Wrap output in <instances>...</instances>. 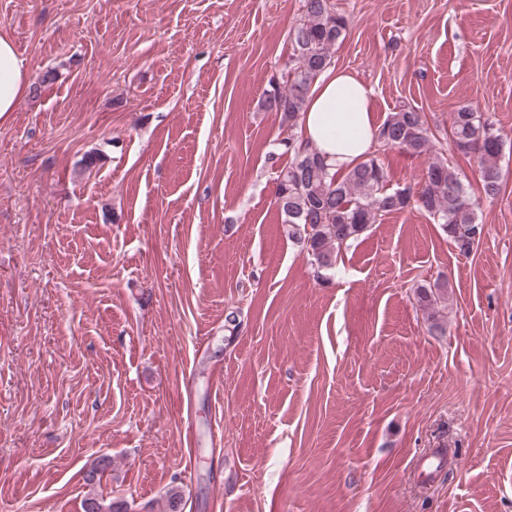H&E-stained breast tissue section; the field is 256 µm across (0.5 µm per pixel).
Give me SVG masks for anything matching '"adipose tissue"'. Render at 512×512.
Returning a JSON list of instances; mask_svg holds the SVG:
<instances>
[{
    "instance_id": "1",
    "label": "adipose tissue",
    "mask_w": 512,
    "mask_h": 512,
    "mask_svg": "<svg viewBox=\"0 0 512 512\" xmlns=\"http://www.w3.org/2000/svg\"><path fill=\"white\" fill-rule=\"evenodd\" d=\"M29 85L23 58L12 40L0 34V116L16 111ZM372 99V87L345 68L328 67L314 82L298 135L324 158L330 173L345 174L377 147Z\"/></svg>"
}]
</instances>
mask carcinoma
<instances>
[{
  "instance_id": "1",
  "label": "carcinoma",
  "mask_w": 512,
  "mask_h": 512,
  "mask_svg": "<svg viewBox=\"0 0 512 512\" xmlns=\"http://www.w3.org/2000/svg\"><path fill=\"white\" fill-rule=\"evenodd\" d=\"M347 28V18L336 12L332 0H303V17L291 32L292 54L282 81L273 83L261 101V107L279 114L281 125L288 128V136L277 143L279 155L289 157L278 175L277 204L289 235L304 245L318 268L330 269L340 250L381 217L415 207L432 217L461 252H470L483 231L477 215L479 202L466 191L447 158L428 163L418 188L390 190L374 156L338 176L328 172L317 152L296 146L295 130L307 95L331 65L332 50ZM450 131L454 150L476 158L484 195L497 196L502 182L501 135L468 106L453 113ZM378 141L411 156L426 155L432 148L425 115L406 106L390 113L379 126ZM417 295L430 331L446 335L442 312L448 307V282L438 279L418 288ZM111 465L108 457L97 459L85 472L86 483L99 484ZM164 499L165 512H181L180 488H168ZM84 512H128V507L120 502L106 506L92 494L84 500Z\"/></svg>"
}]
</instances>
